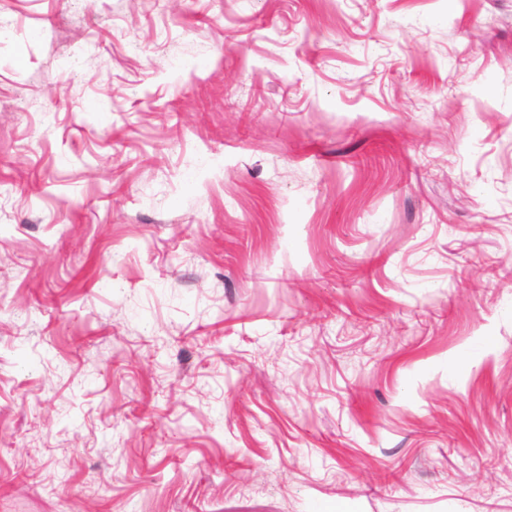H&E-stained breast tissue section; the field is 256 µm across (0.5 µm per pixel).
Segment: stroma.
Listing matches in <instances>:
<instances>
[{"instance_id": "stroma-1", "label": "stroma", "mask_w": 512, "mask_h": 512, "mask_svg": "<svg viewBox=\"0 0 512 512\" xmlns=\"http://www.w3.org/2000/svg\"><path fill=\"white\" fill-rule=\"evenodd\" d=\"M0 23V512H512V0Z\"/></svg>"}]
</instances>
